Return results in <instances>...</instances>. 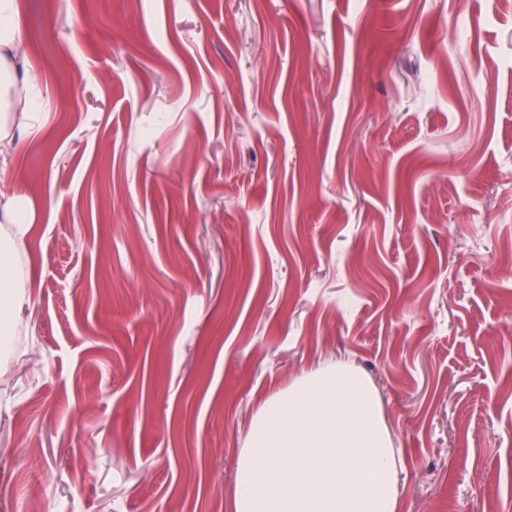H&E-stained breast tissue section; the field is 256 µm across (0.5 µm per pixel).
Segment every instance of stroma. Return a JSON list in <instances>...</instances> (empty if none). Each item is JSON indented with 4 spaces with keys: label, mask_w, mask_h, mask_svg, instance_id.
<instances>
[{
    "label": "stroma",
    "mask_w": 512,
    "mask_h": 512,
    "mask_svg": "<svg viewBox=\"0 0 512 512\" xmlns=\"http://www.w3.org/2000/svg\"><path fill=\"white\" fill-rule=\"evenodd\" d=\"M17 4L0 512H235L259 406L339 359L397 512H512V7ZM2 219V220H1ZM0 222L11 228L0 236V355L9 357L13 350L11 327L30 302L17 285L14 263L16 242L24 238L34 224V215L22 195L0 190Z\"/></svg>",
    "instance_id": "stroma-1"
}]
</instances>
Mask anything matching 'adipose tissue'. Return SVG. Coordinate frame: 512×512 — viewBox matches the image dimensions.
<instances>
[{
	"instance_id": "adipose-tissue-1",
	"label": "adipose tissue",
	"mask_w": 512,
	"mask_h": 512,
	"mask_svg": "<svg viewBox=\"0 0 512 512\" xmlns=\"http://www.w3.org/2000/svg\"><path fill=\"white\" fill-rule=\"evenodd\" d=\"M16 0H0V156L13 148L11 131L15 123L34 125L37 111L29 92L19 88L15 80V60L22 35L15 24ZM0 222L9 226L0 234V355L13 350L12 328L29 299L17 285L14 263L16 242L31 230L34 215L22 195L0 190Z\"/></svg>"
}]
</instances>
